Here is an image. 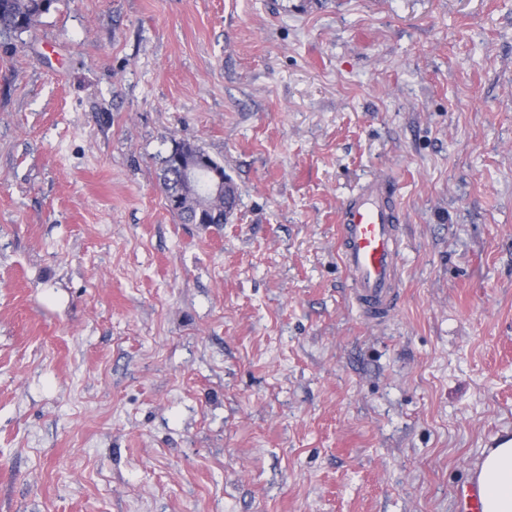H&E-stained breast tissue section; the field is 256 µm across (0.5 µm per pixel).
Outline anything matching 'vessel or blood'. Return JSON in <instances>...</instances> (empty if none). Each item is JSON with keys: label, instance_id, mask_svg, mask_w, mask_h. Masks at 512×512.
Here are the masks:
<instances>
[{"label": "vessel or blood", "instance_id": "vessel-or-blood-1", "mask_svg": "<svg viewBox=\"0 0 512 512\" xmlns=\"http://www.w3.org/2000/svg\"><path fill=\"white\" fill-rule=\"evenodd\" d=\"M401 203L395 184L369 179L343 203L338 254L349 281V296L364 320L388 321L399 300L402 249ZM457 512H483L480 487L471 482L456 493Z\"/></svg>", "mask_w": 512, "mask_h": 512}]
</instances>
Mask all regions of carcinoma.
I'll return each mask as SVG.
<instances>
[{
  "label": "carcinoma",
  "instance_id": "obj_1",
  "mask_svg": "<svg viewBox=\"0 0 512 512\" xmlns=\"http://www.w3.org/2000/svg\"><path fill=\"white\" fill-rule=\"evenodd\" d=\"M60 0H0V46L13 47V40L31 31L40 22L43 15L55 8ZM189 153L206 158L213 166L221 164L213 159L202 147L190 142H177L171 151L162 158L159 187L165 201L174 196L181 197L176 205H168L169 211L183 224H224L227 215L237 205V196L231 201L224 198L199 196L182 187L177 156Z\"/></svg>",
  "mask_w": 512,
  "mask_h": 512
}]
</instances>
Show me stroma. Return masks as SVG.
Instances as JSON below:
<instances>
[{
  "mask_svg": "<svg viewBox=\"0 0 512 512\" xmlns=\"http://www.w3.org/2000/svg\"><path fill=\"white\" fill-rule=\"evenodd\" d=\"M179 141L238 190L182 224ZM393 179L400 304L350 301ZM512 431V0H62L0 48V512H455ZM182 153H189L200 158L188 160L182 166L184 180L192 185L200 186V181L205 182L209 193L217 196L224 191V177L213 170L205 157L213 166L220 168L224 173V167L213 159L202 147L190 142H176L171 151L162 158L161 173L159 175V187L164 195L169 211L182 224H223L226 223L227 215L237 205V195L231 197V201L225 202L224 196L210 198L199 196L182 187L180 170L177 164V156ZM173 196H180L181 200L172 205L170 199ZM401 203L395 184L369 179L344 202L338 254L349 280V296L364 320L388 321L398 306L402 249Z\"/></svg>",
  "mask_w": 512,
  "mask_h": 512,
  "instance_id": "35a3bbf8",
  "label": "stroma"
}]
</instances>
